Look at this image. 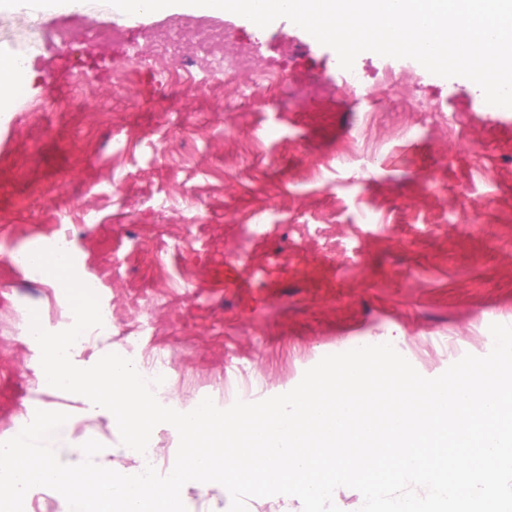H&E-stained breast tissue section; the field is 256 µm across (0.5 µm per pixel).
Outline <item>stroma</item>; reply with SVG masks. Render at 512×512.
Returning a JSON list of instances; mask_svg holds the SVG:
<instances>
[{
    "label": "stroma",
    "mask_w": 512,
    "mask_h": 512,
    "mask_svg": "<svg viewBox=\"0 0 512 512\" xmlns=\"http://www.w3.org/2000/svg\"><path fill=\"white\" fill-rule=\"evenodd\" d=\"M208 19L258 48L284 88L255 99L237 78L218 95L206 74H159L116 43L109 77L88 69L89 98L73 77L46 79L61 56L35 45L48 16L0 13V53L27 56L25 97L47 103L0 154L2 439L51 406L100 439L101 461L130 466L118 430L45 390L40 351L23 337L35 317L54 330L49 309L69 303L12 257L61 234L77 277L102 280L113 352L172 363L163 404L180 412L207 397L228 408L224 390L242 379L261 400L286 393L322 357L368 341L392 342L434 378L487 355L491 324L512 325V112L481 111L466 78L434 87L413 60L372 52L355 60L352 95L335 51L290 20ZM99 21L122 19L105 0L62 19L93 61ZM388 66L409 70L422 104L442 109L423 113L421 135L391 133L368 152L366 114L397 120L395 95L378 84Z\"/></svg>",
    "instance_id": "1"
}]
</instances>
